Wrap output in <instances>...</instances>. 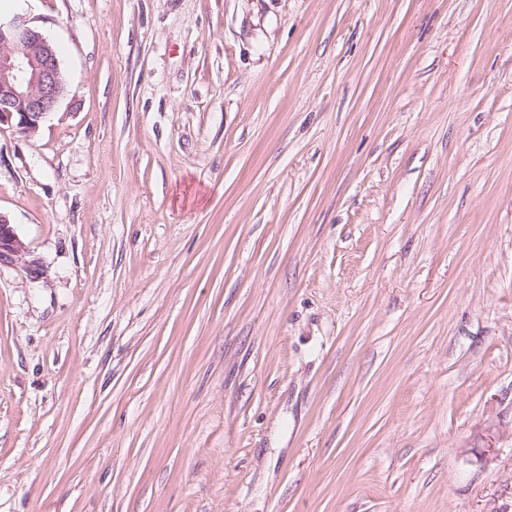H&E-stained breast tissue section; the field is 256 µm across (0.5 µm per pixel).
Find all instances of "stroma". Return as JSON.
Masks as SVG:
<instances>
[{
  "instance_id": "obj_1",
  "label": "stroma",
  "mask_w": 512,
  "mask_h": 512,
  "mask_svg": "<svg viewBox=\"0 0 512 512\" xmlns=\"http://www.w3.org/2000/svg\"><path fill=\"white\" fill-rule=\"evenodd\" d=\"M0 512H512V0H22ZM65 91L54 43L21 14L0 19V124L35 135ZM2 266H21L33 279L43 272L42 262L31 256L14 225L0 213V268Z\"/></svg>"
}]
</instances>
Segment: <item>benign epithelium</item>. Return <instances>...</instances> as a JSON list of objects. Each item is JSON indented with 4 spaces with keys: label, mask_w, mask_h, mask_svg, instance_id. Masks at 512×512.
Here are the masks:
<instances>
[{
    "label": "benign epithelium",
    "mask_w": 512,
    "mask_h": 512,
    "mask_svg": "<svg viewBox=\"0 0 512 512\" xmlns=\"http://www.w3.org/2000/svg\"><path fill=\"white\" fill-rule=\"evenodd\" d=\"M66 91L54 43L14 14L0 19V124L13 123L33 136ZM21 266L31 278L42 274V262L31 256L8 218L0 214V267Z\"/></svg>",
    "instance_id": "7a95c632"
}]
</instances>
